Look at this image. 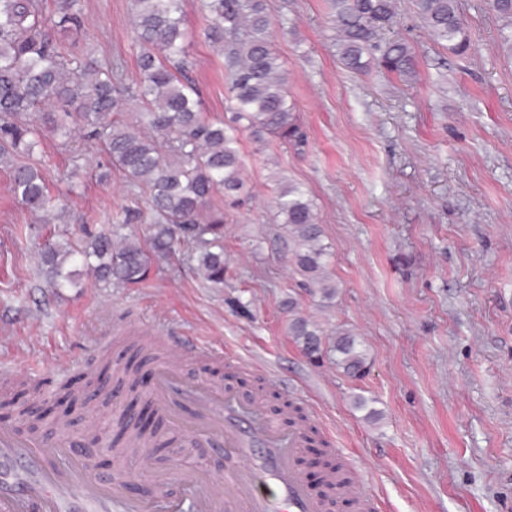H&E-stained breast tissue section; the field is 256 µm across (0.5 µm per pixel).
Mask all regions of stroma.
Segmentation results:
<instances>
[{
  "instance_id": "1",
  "label": "stroma",
  "mask_w": 512,
  "mask_h": 512,
  "mask_svg": "<svg viewBox=\"0 0 512 512\" xmlns=\"http://www.w3.org/2000/svg\"><path fill=\"white\" fill-rule=\"evenodd\" d=\"M288 99L307 134L302 149L241 142L248 201L224 211V285L194 263L153 267L148 281L119 288L84 272L75 288H48L39 248L110 230L136 206L124 177L97 179L96 147L73 135L46 137L45 175L65 206L60 220L18 203L0 169V368L41 384L40 399L63 411L55 382L81 375L94 354L127 362L142 336H195L222 346L215 370L252 378L262 367L275 393L313 407L336 452L365 475L379 512H512V58L499 47L489 0H459L471 36L467 55L431 43L412 0H396L379 30L418 60L414 81L340 62L327 0H267ZM79 46L133 64L130 0H82ZM192 77L201 109L226 118L224 65L205 40V18L188 0ZM301 184L312 200L332 303L300 286L275 218L271 173ZM330 330L351 328L369 369L359 380L335 364L314 365L288 334L285 303ZM364 397L367 409L355 400ZM377 418H368V410ZM165 448L97 457L98 474L151 475L229 465L162 425Z\"/></svg>"
}]
</instances>
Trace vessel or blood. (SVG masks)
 I'll return each instance as SVG.
<instances>
[{
  "instance_id": "obj_1",
  "label": "vessel or blood",
  "mask_w": 512,
  "mask_h": 512,
  "mask_svg": "<svg viewBox=\"0 0 512 512\" xmlns=\"http://www.w3.org/2000/svg\"><path fill=\"white\" fill-rule=\"evenodd\" d=\"M223 354L189 337L172 343L152 392L197 447L220 449L232 460L223 475L175 473L154 481L149 495L132 497L124 483L93 477L65 416L56 418L53 441L0 424V512H325L334 497L315 492L297 465L305 431L271 416L260 398L182 369Z\"/></svg>"
}]
</instances>
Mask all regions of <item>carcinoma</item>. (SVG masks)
<instances>
[{
    "instance_id": "obj_1",
    "label": "carcinoma",
    "mask_w": 512,
    "mask_h": 512,
    "mask_svg": "<svg viewBox=\"0 0 512 512\" xmlns=\"http://www.w3.org/2000/svg\"><path fill=\"white\" fill-rule=\"evenodd\" d=\"M136 71L127 78L124 60L108 61L64 42L80 32L81 0H0V167L10 170L12 190L25 206L58 211L34 150L49 126L63 138L73 129L96 144L106 163L98 178L124 174L130 191L149 211L145 241L122 233L139 214L129 209L113 218L112 229L45 247L40 264L57 287L77 285L70 266L93 271L98 282L137 284L152 266L170 261L179 249L197 262V272L224 287V212L212 207L241 203L239 134L264 146L273 136L300 148L305 134L288 100L286 79L274 48L266 0H199L209 18L206 39L224 64L232 109L229 120L201 112L187 74L189 32L185 0H131ZM336 22L337 52L344 65L365 71L369 62L399 77L414 76L416 57L405 43H382L379 25L394 16V0H329ZM416 16L433 43L456 55L470 40L458 0H413ZM500 40L512 54V0H494ZM277 216L288 237V253L302 286L322 300L336 297L328 272V246L312 200L297 183L277 179ZM288 299V335L313 362L336 356V366L353 378L368 368L356 334L339 326L326 333Z\"/></svg>"
}]
</instances>
